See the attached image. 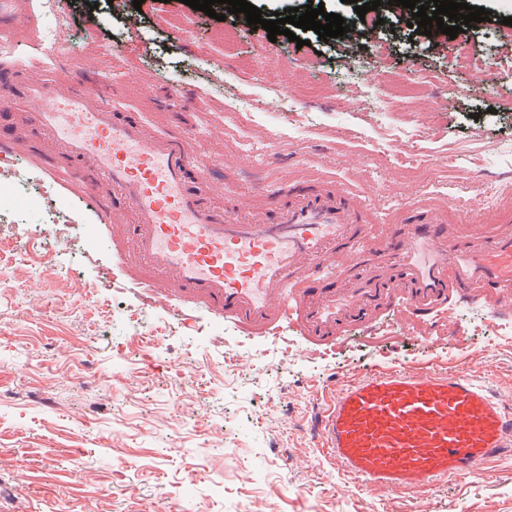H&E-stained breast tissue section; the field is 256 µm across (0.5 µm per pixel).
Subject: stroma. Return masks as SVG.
<instances>
[{"label": "stroma", "instance_id": "stroma-1", "mask_svg": "<svg viewBox=\"0 0 512 512\" xmlns=\"http://www.w3.org/2000/svg\"><path fill=\"white\" fill-rule=\"evenodd\" d=\"M97 2L9 0L0 43L20 70L95 68L150 133L209 151L225 202L259 198L277 220L292 172L369 193L379 220L428 197L480 209L490 226L512 206V0H471L491 16L462 47L419 34L395 5L366 29L346 0H250L266 20L313 3L350 27L326 42L303 32L299 47L219 4L210 17L183 0ZM55 25L63 56L39 36ZM429 74L415 98L376 109L373 93ZM92 219L38 168L0 157V512H512V456L400 494L355 486L309 432L334 373L434 366L512 396V338L499 333L512 314L461 305L422 338L393 315L326 351L293 330L251 337L202 310L147 305Z\"/></svg>", "mask_w": 512, "mask_h": 512}]
</instances>
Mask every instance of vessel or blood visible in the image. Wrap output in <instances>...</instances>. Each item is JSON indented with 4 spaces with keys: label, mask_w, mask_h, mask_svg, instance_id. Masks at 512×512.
I'll return each mask as SVG.
<instances>
[{
    "label": "vessel or blood",
    "mask_w": 512,
    "mask_h": 512,
    "mask_svg": "<svg viewBox=\"0 0 512 512\" xmlns=\"http://www.w3.org/2000/svg\"><path fill=\"white\" fill-rule=\"evenodd\" d=\"M0 63V108L25 107L69 161L85 208L96 213L128 275L176 311L203 309L252 336L295 327L318 345L384 314L409 334L458 304L512 305V212L493 230L462 223L454 206L422 200L391 224L374 223L344 181L293 188L277 223L258 206L205 203L208 162L185 135L150 137L113 111L105 89L54 74L14 93ZM111 186L121 206L101 192ZM133 223H126V216ZM312 432L325 459L357 485L427 488L512 455V400L471 374L394 365L324 383Z\"/></svg>",
    "instance_id": "1"
}]
</instances>
